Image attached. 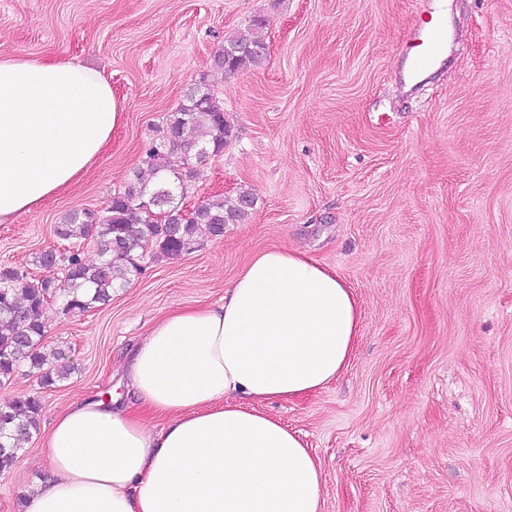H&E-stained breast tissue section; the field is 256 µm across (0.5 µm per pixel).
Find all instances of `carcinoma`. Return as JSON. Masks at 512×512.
<instances>
[{"instance_id": "obj_1", "label": "carcinoma", "mask_w": 512, "mask_h": 512, "mask_svg": "<svg viewBox=\"0 0 512 512\" xmlns=\"http://www.w3.org/2000/svg\"><path fill=\"white\" fill-rule=\"evenodd\" d=\"M266 56L265 44L245 34L224 39V49L215 65L231 74L259 63ZM232 136V125L223 103L205 83L192 86L185 102L171 113L161 135L151 143L147 158L154 182L141 178L115 194L102 211L71 212L56 225L63 240L93 241L102 260L89 264L78 253L63 259L64 281L28 277L17 283V271L0 268V385L23 365L40 373V381L50 386L67 375L63 352L46 351L43 312L49 301L60 302L64 315L83 313L112 300L115 290L125 287L139 270L132 258L148 250L153 258H173L194 249L200 226L213 237L224 236V225L240 224L255 207L252 194L242 189L234 197H222L203 205L201 221L178 216L177 199L186 197L196 177V165L220 156ZM178 151L183 167L176 170L164 163ZM158 194L163 209L170 212L169 224H160L154 211L141 200ZM42 410L37 395H22L0 405V472L10 469L25 445L39 430Z\"/></svg>"}]
</instances>
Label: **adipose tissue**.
I'll return each instance as SVG.
<instances>
[{"instance_id": "obj_1", "label": "adipose tissue", "mask_w": 512, "mask_h": 512, "mask_svg": "<svg viewBox=\"0 0 512 512\" xmlns=\"http://www.w3.org/2000/svg\"><path fill=\"white\" fill-rule=\"evenodd\" d=\"M122 120L100 71L1 54L0 223L69 186ZM359 326L334 269L298 248L255 254L223 304L172 311L132 345L135 406L57 412L41 439L53 477L26 512H322L319 462L261 405L336 380Z\"/></svg>"}]
</instances>
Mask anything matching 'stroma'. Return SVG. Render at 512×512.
Segmentation results:
<instances>
[{"instance_id": "35a3bbf8", "label": "stroma", "mask_w": 512, "mask_h": 512, "mask_svg": "<svg viewBox=\"0 0 512 512\" xmlns=\"http://www.w3.org/2000/svg\"><path fill=\"white\" fill-rule=\"evenodd\" d=\"M448 56L405 90L404 35L427 0H0V53L102 70L124 120L100 159L36 210L0 224V267L60 277L38 257L70 211L107 208L147 170L146 148L189 85L224 101L233 136L197 168L188 203L256 200L224 234L145 257L109 305L45 310L70 370L21 367L0 404L40 395L41 427L77 399L132 403L128 348L171 310L215 305L259 250L301 248L336 270L361 336L325 388L264 411L323 475V512H512V0H445ZM260 17L259 65H214ZM33 435L0 473V512H23L52 472Z\"/></svg>"}]
</instances>
